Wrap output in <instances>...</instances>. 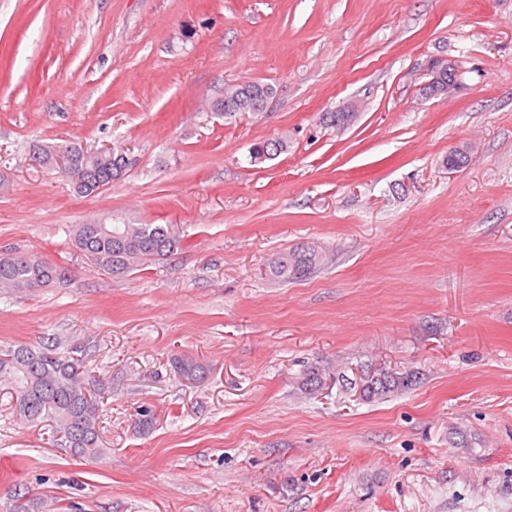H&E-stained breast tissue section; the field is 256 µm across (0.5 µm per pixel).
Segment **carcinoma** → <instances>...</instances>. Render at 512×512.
<instances>
[{"instance_id":"obj_1","label":"carcinoma","mask_w":512,"mask_h":512,"mask_svg":"<svg viewBox=\"0 0 512 512\" xmlns=\"http://www.w3.org/2000/svg\"><path fill=\"white\" fill-rule=\"evenodd\" d=\"M274 93L263 83H247L228 88L216 105L224 115L255 111L262 97ZM353 118L350 110L326 112L323 122L343 127ZM288 148V139L278 137L255 144L251 161L270 159ZM122 148H112V160L104 156H76V166L94 174V186L102 190L121 180L135 161L125 162L119 154ZM58 150L54 145L34 148L32 159L43 167H51ZM72 244L94 267L119 274L165 260L182 246L180 231L175 224H75ZM321 255L309 247H295L279 254L270 264V272L281 280H298L321 265ZM67 271L52 265L37 255L26 253L0 254V289L21 290L47 286L66 278ZM413 371L394 375L387 372L363 379L361 396L373 399L393 391H405L416 383ZM7 389L20 418L33 426L45 421L53 423L55 432L73 456L94 459L105 451L101 439V403L105 386L90 376L82 357L75 351L59 352L51 348L14 345L0 348V389Z\"/></svg>"}]
</instances>
